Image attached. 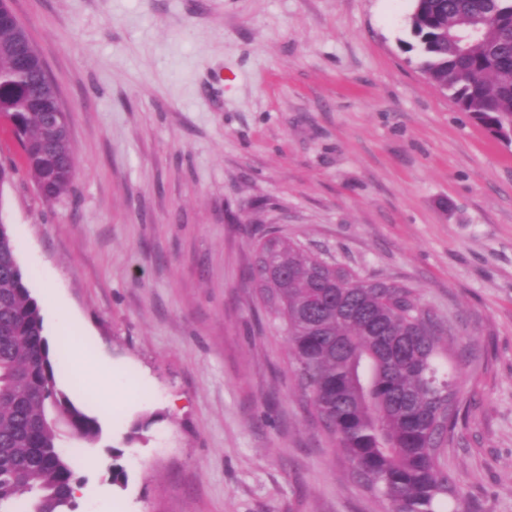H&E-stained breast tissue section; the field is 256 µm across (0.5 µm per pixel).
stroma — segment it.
Segmentation results:
<instances>
[{
    "instance_id": "1",
    "label": "stroma",
    "mask_w": 512,
    "mask_h": 512,
    "mask_svg": "<svg viewBox=\"0 0 512 512\" xmlns=\"http://www.w3.org/2000/svg\"><path fill=\"white\" fill-rule=\"evenodd\" d=\"M69 111L43 199L0 130V221L109 368L57 385L75 512H387L311 412L246 272L275 234L413 288L466 349L441 455L461 512H512V146L404 51L410 0H9ZM149 421L141 438L128 434ZM125 471L112 484L113 465Z\"/></svg>"
}]
</instances>
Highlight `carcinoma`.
Segmentation results:
<instances>
[{
    "label": "carcinoma",
    "mask_w": 512,
    "mask_h": 512,
    "mask_svg": "<svg viewBox=\"0 0 512 512\" xmlns=\"http://www.w3.org/2000/svg\"><path fill=\"white\" fill-rule=\"evenodd\" d=\"M475 18L478 38H459L460 22ZM408 27L429 81L494 138L512 141V0H413ZM23 46L33 70L44 69L25 30L0 23V121L51 200L72 182L75 150L65 120L56 141L45 139L51 114L37 100L55 97L57 84L35 88L15 71ZM257 251L265 260L250 277L282 320L301 389L360 485L391 512H439L457 500L440 456L459 417V362L434 313L414 289L364 280L291 240L269 236ZM58 365L15 240L0 227V512L21 502L29 512L75 508L73 462L59 441L67 432L93 443L101 427L57 386Z\"/></svg>",
    "instance_id": "obj_1"
}]
</instances>
